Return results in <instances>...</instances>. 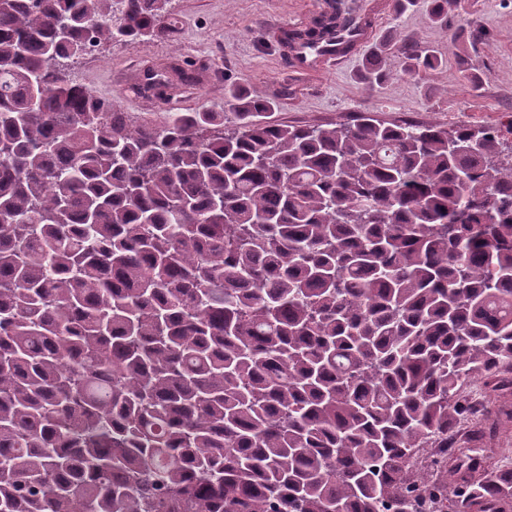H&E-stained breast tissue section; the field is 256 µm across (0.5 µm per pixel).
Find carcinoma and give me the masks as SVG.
Masks as SVG:
<instances>
[{
    "mask_svg": "<svg viewBox=\"0 0 512 512\" xmlns=\"http://www.w3.org/2000/svg\"><path fill=\"white\" fill-rule=\"evenodd\" d=\"M169 3L0 0V512H512L476 448L414 469L468 382L512 395L502 128L276 123L236 88L155 124L69 78Z\"/></svg>",
    "mask_w": 512,
    "mask_h": 512,
    "instance_id": "cac0c4a2",
    "label": "carcinoma"
}]
</instances>
